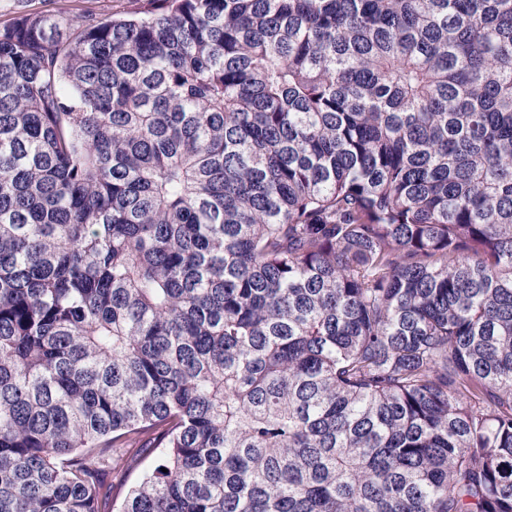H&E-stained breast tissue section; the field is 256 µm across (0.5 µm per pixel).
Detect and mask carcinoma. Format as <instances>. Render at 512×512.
<instances>
[{"label": "carcinoma", "instance_id": "1", "mask_svg": "<svg viewBox=\"0 0 512 512\" xmlns=\"http://www.w3.org/2000/svg\"><path fill=\"white\" fill-rule=\"evenodd\" d=\"M139 2L0 26V512H512V0Z\"/></svg>", "mask_w": 512, "mask_h": 512}]
</instances>
